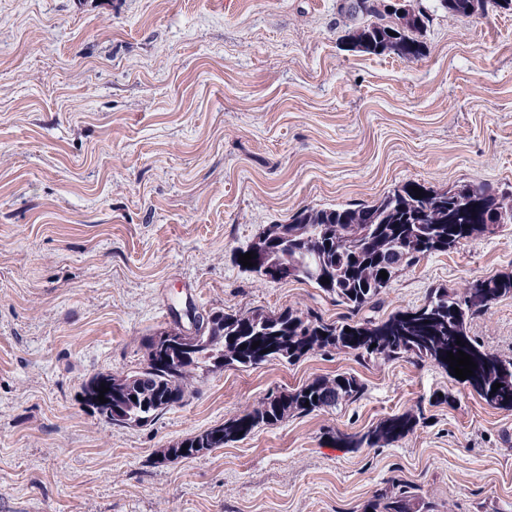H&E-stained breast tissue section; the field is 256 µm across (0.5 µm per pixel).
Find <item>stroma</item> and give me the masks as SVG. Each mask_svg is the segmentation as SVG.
<instances>
[{"label":"stroma","mask_w":512,"mask_h":512,"mask_svg":"<svg viewBox=\"0 0 512 512\" xmlns=\"http://www.w3.org/2000/svg\"><path fill=\"white\" fill-rule=\"evenodd\" d=\"M341 0H0V512H361L386 483L453 512H512V410L414 358L314 353L228 367L146 426L80 398L199 312L341 309L237 262L305 206L415 182L512 190V13L436 12L414 61L355 49ZM512 273V224L400 272L383 319ZM470 333L512 356V298ZM341 372L360 398L189 459L164 448ZM403 438L341 434L395 414ZM418 422L419 420L410 413L394 415L362 434L337 436V441L343 448H352L356 451L360 448H374L381 443L403 437L412 431ZM396 429H399V432H396Z\"/></svg>","instance_id":"obj_1"}]
</instances>
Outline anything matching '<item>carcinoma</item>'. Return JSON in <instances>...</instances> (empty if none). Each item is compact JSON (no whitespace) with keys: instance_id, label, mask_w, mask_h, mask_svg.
<instances>
[{"instance_id":"carcinoma-1","label":"carcinoma","mask_w":512,"mask_h":512,"mask_svg":"<svg viewBox=\"0 0 512 512\" xmlns=\"http://www.w3.org/2000/svg\"><path fill=\"white\" fill-rule=\"evenodd\" d=\"M389 0H349L341 13L355 22L356 49L373 55L393 54L411 61L423 55L419 40L431 15L409 0L389 8ZM512 11V0H433V10L467 18L488 8ZM418 198L405 183L370 202L346 206L303 207L286 224H271L250 249H257L288 278L320 288L345 308L333 322L316 312L288 309L280 313L251 310L239 314L211 311L199 316L201 326L182 335L181 324L141 338L144 363L126 375L99 372L82 386V400L106 422L122 427L146 426L164 411L184 404L197 392L199 373H217L229 366L253 368L273 360L293 363L312 352L352 353L362 358L392 360L414 356L449 369L447 352L463 351L477 365L460 381L488 404L512 410V359L487 350L469 336L471 321L490 305L512 297V274L475 279L459 292L437 288L427 302L398 310L381 320L359 313L379 302L393 278L420 259L445 253L467 240L490 235L489 226L512 224V191L488 184L456 185L433 190L425 186ZM388 277H379L380 271ZM351 332H345V329ZM184 336L185 353L167 343ZM461 344H456V341ZM259 346H253L254 342ZM501 384L497 391L492 385ZM108 402L98 400L101 387ZM363 391L357 378L338 374L319 377L299 389L276 392L243 415L206 429L163 451V460L189 458L222 448L238 433L274 425L290 415H308L354 400ZM417 418L391 416L362 434L341 435L344 448H374L409 433ZM362 512H441L408 484L377 490Z\"/></svg>"}]
</instances>
